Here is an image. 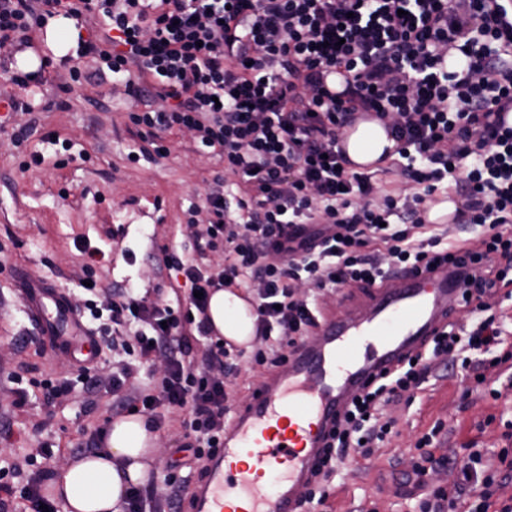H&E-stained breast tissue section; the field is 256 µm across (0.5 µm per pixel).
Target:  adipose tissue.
Listing matches in <instances>:
<instances>
[{
  "instance_id": "ef3b65f1",
  "label": "adipose tissue",
  "mask_w": 512,
  "mask_h": 512,
  "mask_svg": "<svg viewBox=\"0 0 512 512\" xmlns=\"http://www.w3.org/2000/svg\"><path fill=\"white\" fill-rule=\"evenodd\" d=\"M344 149L354 167L381 166L395 142L384 125L364 117L349 128ZM217 336L238 346L255 338L251 303L231 288L215 291L207 310ZM107 448L58 466L47 493L64 512H123L130 487L144 484L159 454L158 434L149 417L135 412L118 417L107 430Z\"/></svg>"
}]
</instances>
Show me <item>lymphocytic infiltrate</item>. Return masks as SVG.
<instances>
[{"mask_svg":"<svg viewBox=\"0 0 512 512\" xmlns=\"http://www.w3.org/2000/svg\"><path fill=\"white\" fill-rule=\"evenodd\" d=\"M60 15L95 29L79 40L68 82L85 79L81 60L105 65L139 105L129 115L137 137L161 154L163 134L189 132L223 159L224 174L189 211L197 258L156 257L157 270L182 274L186 301L88 287L76 308L119 363L107 377L91 367L41 379L47 401L78 388L123 394L127 412L178 416L204 463L221 445L227 379L239 371L207 324V294L251 295L263 341L252 360L273 368L317 328L319 296L462 253L461 307L476 322L449 321L350 408L307 495L321 505L338 463L392 436L383 407L419 390L432 366L460 364L475 381L485 354L512 363L503 321L486 313L512 285V128L501 122L512 110V0H0V46L31 48L32 32ZM364 114L386 122L397 143L381 174L350 170L336 147ZM448 189L452 223H429V202ZM147 362L155 382L141 388ZM432 442L429 433L418 442L426 453L413 473L423 487ZM498 460L493 472L470 451L454 488L429 487L420 512H512V496H494L498 472L512 473V448ZM32 463L14 462L0 490L20 496L25 512H58ZM477 485L480 496L461 499Z\"/></svg>","mask_w":512,"mask_h":512,"instance_id":"obj_1","label":"lymphocytic infiltrate"}]
</instances>
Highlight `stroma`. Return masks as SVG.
Masks as SVG:
<instances>
[{"label":"stroma","mask_w":512,"mask_h":512,"mask_svg":"<svg viewBox=\"0 0 512 512\" xmlns=\"http://www.w3.org/2000/svg\"><path fill=\"white\" fill-rule=\"evenodd\" d=\"M31 100L36 129L27 140L16 142L11 125L0 128V449L16 459L47 443L65 461L93 452L97 430L122 410L112 394L89 396L79 389L49 403L33 388L25 405L14 406L10 375L20 366L35 378H63L74 370L69 352L41 343L16 300V273L28 271L79 298L87 261L80 248L87 243L104 254L93 266L104 291L135 288L154 299H174L183 280L172 271L154 276V257L162 245L180 258L193 256L187 210L202 204L224 162L178 131L164 138L167 154L156 155L149 141L130 131L136 102L108 78L67 87L54 72ZM35 154L41 164L32 163ZM484 374L485 383L467 397L460 372L445 370L409 403L391 407L398 436L371 456L356 454L340 465L326 504L309 512H418V491L407 475L426 433L436 432L438 457L471 446L491 452L504 446L512 379L492 365ZM494 389L500 398L491 397ZM156 429L161 464L196 470L178 423L165 418Z\"/></svg>","instance_id":"obj_1"}]
</instances>
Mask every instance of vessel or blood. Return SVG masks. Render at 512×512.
<instances>
[{"mask_svg":"<svg viewBox=\"0 0 512 512\" xmlns=\"http://www.w3.org/2000/svg\"><path fill=\"white\" fill-rule=\"evenodd\" d=\"M460 266L402 272L326 314L317 343L303 344L269 373L224 430L220 453L195 488L194 512H305L304 494L329 433L366 383L414 354L461 301ZM25 315L52 345L95 360L91 332L68 296L25 278Z\"/></svg>","mask_w":512,"mask_h":512,"instance_id":"1","label":"vessel or blood"}]
</instances>
